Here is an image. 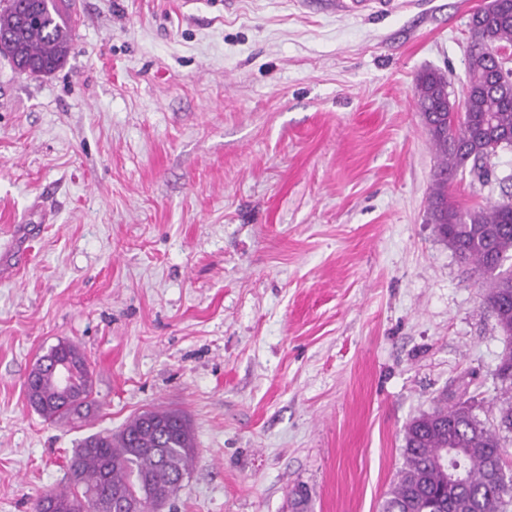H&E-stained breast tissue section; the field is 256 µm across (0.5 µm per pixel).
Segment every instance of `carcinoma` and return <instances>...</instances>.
Here are the masks:
<instances>
[{
  "label": "carcinoma",
  "instance_id": "cac0c4a2",
  "mask_svg": "<svg viewBox=\"0 0 512 512\" xmlns=\"http://www.w3.org/2000/svg\"><path fill=\"white\" fill-rule=\"evenodd\" d=\"M468 82L463 113L454 110L450 81L442 72L421 74L415 98L438 152L428 209L441 238L486 280L485 302L508 343H512V196L479 209H463L448 199V182L466 167L480 175L498 152L512 143V83L503 79L481 47L512 46V0H496L488 20L475 13L469 24ZM71 15L67 0H0V55L18 72L40 74L61 68L70 51ZM52 351L75 369L74 402L54 375L37 362L27 378L34 409L51 423L86 417L92 406V376L85 356L72 344ZM500 384L499 420L491 427L474 414L472 400L437 404L405 427L403 467L381 512H507L512 475L499 473L512 433V350L496 368ZM195 454L191 424L177 410L145 411L117 435L93 433L81 440L69 461L72 487L48 493L35 512H111L112 501L129 499L142 509L175 495L190 473Z\"/></svg>",
  "mask_w": 512,
  "mask_h": 512
}]
</instances>
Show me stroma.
<instances>
[{
  "label": "stroma",
  "instance_id": "1",
  "mask_svg": "<svg viewBox=\"0 0 512 512\" xmlns=\"http://www.w3.org/2000/svg\"><path fill=\"white\" fill-rule=\"evenodd\" d=\"M489 0H77L65 64L0 56V512L68 483L86 436L146 409L196 438L164 512H380L406 424L466 387L496 422L507 344L428 221L417 76L467 79ZM512 192V149L448 188ZM76 345L96 404L28 403Z\"/></svg>",
  "mask_w": 512,
  "mask_h": 512
}]
</instances>
